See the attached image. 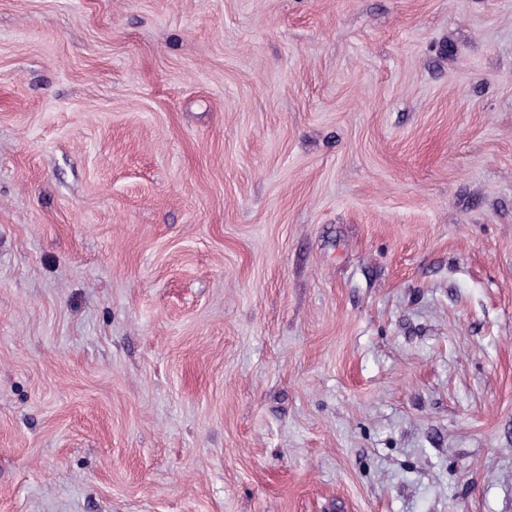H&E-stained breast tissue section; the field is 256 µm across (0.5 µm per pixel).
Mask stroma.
I'll list each match as a JSON object with an SVG mask.
<instances>
[{
  "label": "stroma",
  "instance_id": "35a3bbf8",
  "mask_svg": "<svg viewBox=\"0 0 512 512\" xmlns=\"http://www.w3.org/2000/svg\"><path fill=\"white\" fill-rule=\"evenodd\" d=\"M0 512H512V0H0Z\"/></svg>",
  "mask_w": 512,
  "mask_h": 512
}]
</instances>
